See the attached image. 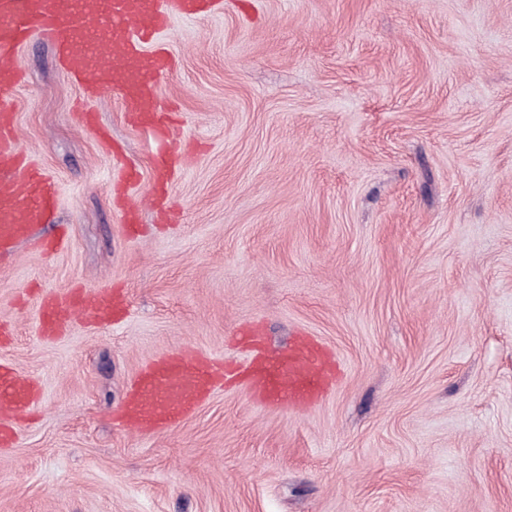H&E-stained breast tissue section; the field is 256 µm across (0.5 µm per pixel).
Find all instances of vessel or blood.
<instances>
[{"instance_id": "vessel-or-blood-1", "label": "vessel or blood", "mask_w": 512, "mask_h": 512, "mask_svg": "<svg viewBox=\"0 0 512 512\" xmlns=\"http://www.w3.org/2000/svg\"><path fill=\"white\" fill-rule=\"evenodd\" d=\"M222 0H0V257L28 244L53 253L67 244L65 233L41 238L37 226L52 223L59 199L57 182L18 144L11 103L23 74L18 50L32 38L52 42L70 77L86 100L110 87L123 94L125 108L138 125L165 137L169 113L156 105L159 79L172 64L157 33L171 17L209 16ZM172 155L155 161L152 200L168 189ZM123 299L111 289L51 291L36 301L43 335L52 336L84 315L111 322ZM334 373L330 357L313 340L298 337L285 350L257 354L242 377L246 387L272 404L307 405L326 390ZM223 365L192 350L163 355L146 363L131 384L121 413L136 431L171 428L224 382ZM38 385L0 361V447L10 446L15 425L34 406Z\"/></svg>"}]
</instances>
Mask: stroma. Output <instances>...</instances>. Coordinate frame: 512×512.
<instances>
[{
	"mask_svg": "<svg viewBox=\"0 0 512 512\" xmlns=\"http://www.w3.org/2000/svg\"><path fill=\"white\" fill-rule=\"evenodd\" d=\"M163 38L175 136L107 91L115 157L54 47L19 51L18 143L71 243L0 261V360L41 388L0 512H512V0H224ZM168 148L189 163L157 209ZM109 285L126 318L38 336L31 290ZM243 325L311 338L337 380L305 407L228 380L170 430L115 421L155 357L244 367ZM175 164V159L170 154H161L155 160L151 198L154 202L161 200L168 189L169 173Z\"/></svg>",
	"mask_w": 512,
	"mask_h": 512,
	"instance_id": "obj_1",
	"label": "stroma"
}]
</instances>
